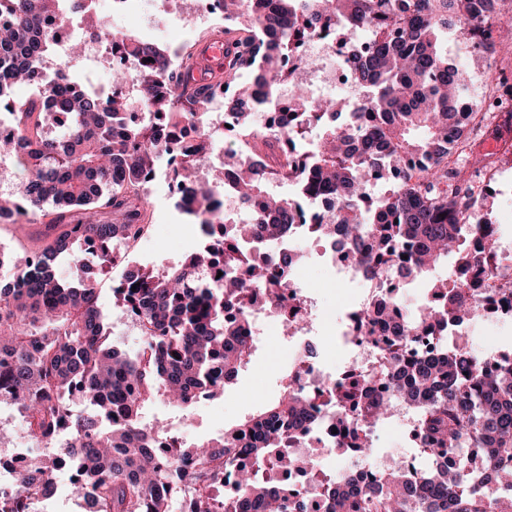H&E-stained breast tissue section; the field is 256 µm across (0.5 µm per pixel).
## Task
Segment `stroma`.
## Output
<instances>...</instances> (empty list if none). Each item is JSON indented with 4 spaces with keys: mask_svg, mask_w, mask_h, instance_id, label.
I'll return each instance as SVG.
<instances>
[{
    "mask_svg": "<svg viewBox=\"0 0 512 512\" xmlns=\"http://www.w3.org/2000/svg\"><path fill=\"white\" fill-rule=\"evenodd\" d=\"M144 5L145 0H131L124 13L113 14V27L150 37L177 52L192 47L195 41L224 28L223 20L217 18L200 23L188 17L180 21L166 18L157 27L144 26L140 24L138 17V12ZM498 169L508 172L509 178L494 191L486 211L489 218L498 224L502 239L510 241L512 161L499 162ZM144 201L159 230L155 233L146 232L138 239L130 252L132 260L159 269L176 263L184 254L199 245L197 225L192 224L189 218L175 209L167 184L160 182L145 191ZM298 247L305 254L299 274L307 286V295L311 297L314 308L324 309L334 318L333 323L327 324L325 331L319 336L317 359L330 369H342L349 356L348 346L341 340L340 334L346 328L347 313L359 304L366 292V286L360 282L338 283L326 277L325 268L314 252L312 240H300ZM490 341L495 342L498 350L511 348L512 320L503 321L489 317L478 321L461 336L459 343L472 353L479 354ZM287 356V341H280L272 336L257 337L249 363L240 371L236 383L222 396L197 405L188 412L172 408L160 398L154 402L150 413L156 417L167 418L171 431L183 442L191 444L207 441L280 398L285 383L282 363Z\"/></svg>",
    "mask_w": 512,
    "mask_h": 512,
    "instance_id": "stroma-1",
    "label": "stroma"
}]
</instances>
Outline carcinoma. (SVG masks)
<instances>
[{"mask_svg": "<svg viewBox=\"0 0 512 512\" xmlns=\"http://www.w3.org/2000/svg\"><path fill=\"white\" fill-rule=\"evenodd\" d=\"M92 2L0 0V104L24 81L53 101L65 123L60 133L49 132L45 108L26 101L17 108L18 139L5 141L22 177L17 193L0 198V212L35 210L46 244L26 257L39 274L0 287V401L52 452L60 430L75 439L77 447L68 449L75 497L88 512H174L181 489L193 494L182 512H512L511 353L490 373L483 357L459 345L415 360L401 342H384L378 381L406 382L372 402L363 396L371 383L363 374L329 392L336 412L357 414L344 417L340 447L369 456L367 428L404 404L418 417V451L427 465L397 466L361 487L324 471L304 491L268 477L294 464L287 443L310 425L307 391L291 373L278 401L198 445L182 446L160 420L142 422L158 396L188 411L199 394L214 399L234 384L252 354L243 323L257 295L239 305L235 319L224 316L226 299L270 283L265 304L286 307L288 270L298 255L278 241L294 229L340 241L366 281L421 278L452 248L454 278L433 284L432 300L407 317L408 330L427 334L447 320L483 313L463 288L471 277L494 276L496 238L472 248L463 226L488 223L479 217L487 188L468 168L482 172L495 161L472 150L487 115L460 110L461 101L472 100L471 78L448 62L447 37L454 33L467 46L478 42L496 53L501 30L491 32L486 22L501 0H223L229 48L222 77L205 83L191 76L192 53L173 66L153 41L101 29V43H121L140 66V98L133 103L96 90H58L57 80L72 71L41 32L61 15L90 10ZM358 30L367 45L354 43L340 61L365 92L357 110L298 88L284 130L262 127L267 111L286 112L279 97L285 62L322 34L334 31L348 41ZM266 33L278 36L273 52L263 48ZM244 72L253 75L246 86L238 82ZM221 106L238 140L224 152L222 176L240 202L263 198L258 216L235 220L218 207L198 180L212 141L204 133L185 146L173 130ZM313 130L319 134L308 154L292 155L287 144ZM171 153L180 157L173 170L176 206L194 217L202 245L156 273L132 269L127 282L112 288V318L98 288L78 271L82 252L94 248L100 273L124 258L115 244L147 227L145 177ZM410 157L420 162L408 170ZM272 181L290 184L294 193L267 195ZM329 192L335 203L327 218L295 227L302 203ZM247 239L275 255L252 261ZM61 263L71 268L68 280L57 274ZM209 267L222 276H208ZM131 318L142 341L124 353L110 341V325ZM78 401L88 408L73 409ZM473 449L489 469L481 484L467 469L465 453ZM450 456L459 458L458 467L448 466ZM220 461L236 469L231 496L210 467ZM53 474L47 455L16 487L0 489V512H30L31 497L50 490Z\"/></svg>", "mask_w": 512, "mask_h": 512, "instance_id": "obj_1", "label": "carcinoma"}]
</instances>
